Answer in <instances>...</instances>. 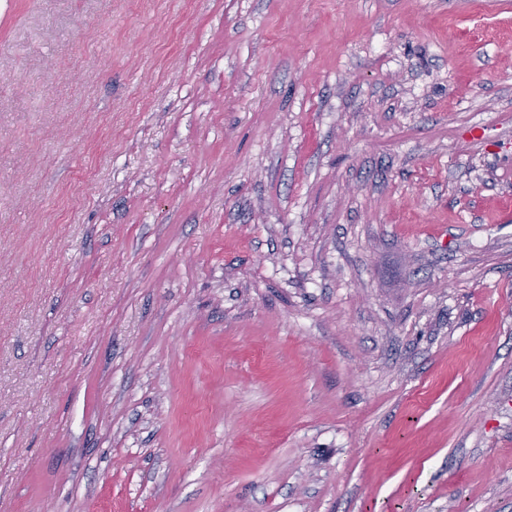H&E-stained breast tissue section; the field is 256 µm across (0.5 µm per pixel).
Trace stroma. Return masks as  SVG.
I'll use <instances>...</instances> for the list:
<instances>
[{
    "label": "stroma",
    "mask_w": 512,
    "mask_h": 512,
    "mask_svg": "<svg viewBox=\"0 0 512 512\" xmlns=\"http://www.w3.org/2000/svg\"><path fill=\"white\" fill-rule=\"evenodd\" d=\"M0 512H512V0H0Z\"/></svg>",
    "instance_id": "stroma-1"
}]
</instances>
